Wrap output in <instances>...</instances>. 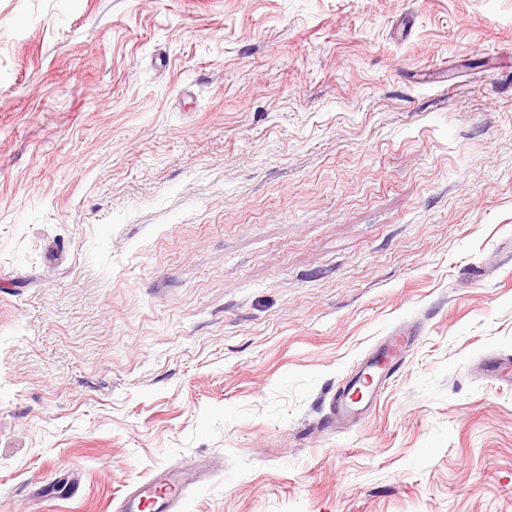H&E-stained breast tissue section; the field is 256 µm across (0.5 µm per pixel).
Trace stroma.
Listing matches in <instances>:
<instances>
[{"instance_id": "obj_1", "label": "stroma", "mask_w": 512, "mask_h": 512, "mask_svg": "<svg viewBox=\"0 0 512 512\" xmlns=\"http://www.w3.org/2000/svg\"><path fill=\"white\" fill-rule=\"evenodd\" d=\"M191 464L512 512V0H0V512ZM406 346V336H391L382 346L380 352L376 353L370 359L368 358L369 360H365L367 362L359 371L358 378L347 392L348 400H346V407L351 408L354 407V404H361L362 408L360 410H366L372 405L380 386L386 379L387 364L394 360L401 359ZM366 383L368 384L366 385ZM362 388H364V390ZM357 389H360L363 394L358 401H353L351 399V393Z\"/></svg>"}]
</instances>
